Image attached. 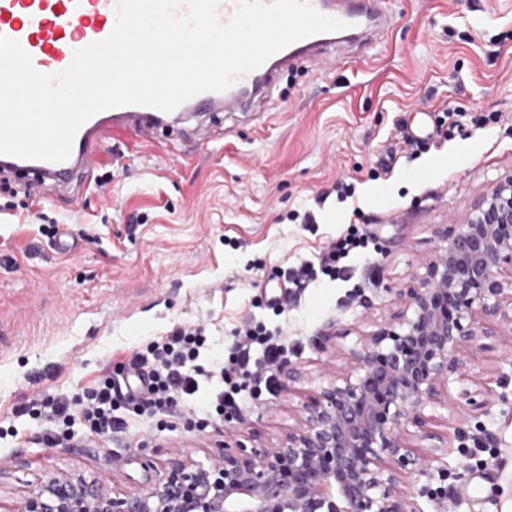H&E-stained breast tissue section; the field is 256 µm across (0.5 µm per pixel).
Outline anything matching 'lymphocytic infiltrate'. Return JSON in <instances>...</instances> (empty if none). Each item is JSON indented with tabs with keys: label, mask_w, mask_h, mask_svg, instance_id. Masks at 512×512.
I'll list each match as a JSON object with an SVG mask.
<instances>
[{
	"label": "lymphocytic infiltrate",
	"mask_w": 512,
	"mask_h": 512,
	"mask_svg": "<svg viewBox=\"0 0 512 512\" xmlns=\"http://www.w3.org/2000/svg\"><path fill=\"white\" fill-rule=\"evenodd\" d=\"M367 244L365 235L350 227L317 263L294 268L292 284L303 288L321 275L338 279L345 271L344 259ZM206 343L202 326L177 328L170 336L133 353L119 372L106 373L82 392H44L15 406L13 413L38 420L41 439L51 447L67 440L68 428L77 415L101 437L126 429L128 414L150 418L174 412L182 404L231 418L240 409L248 379L256 373H268L286 353L277 330L261 322L245 324L238 331L229 357L219 356L203 365L199 358Z\"/></svg>",
	"instance_id": "lymphocytic-infiltrate-1"
}]
</instances>
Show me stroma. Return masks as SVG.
Instances as JSON below:
<instances>
[{
  "mask_svg": "<svg viewBox=\"0 0 512 512\" xmlns=\"http://www.w3.org/2000/svg\"><path fill=\"white\" fill-rule=\"evenodd\" d=\"M394 24L383 47L344 44L336 65L303 60L279 79L267 122L238 112L223 130L177 160L174 134L106 141L104 187L70 196L33 185L36 204L0 190V506H17L36 478L81 473L116 492L162 474L170 457L205 459L224 439L222 420L194 412L157 425L133 418L103 439L75 422L67 442L45 447L39 425L12 414L39 391L73 393L173 328L204 324L210 351L231 350L250 319L281 325L288 358L302 372L290 391L250 385L238 418L255 443L271 445L294 424L305 395L344 349L372 330L398 292L416 287L435 255V225L466 216L512 170V0H387ZM467 113L446 139L410 150L403 135L435 131L440 107ZM392 171H384L388 153ZM340 179L355 193L338 201ZM57 224V236L40 233ZM369 238L348 273L292 293L287 267L316 262L348 225ZM279 295L283 312L268 302ZM327 337L317 348L315 337ZM469 374L424 411L450 472L444 500L421 512H512V339L464 352ZM496 380L488 416L462 390ZM462 438H455V429ZM469 465L457 495L455 472Z\"/></svg>",
  "mask_w": 512,
  "mask_h": 512,
  "instance_id": "35a3bbf8",
  "label": "stroma"
}]
</instances>
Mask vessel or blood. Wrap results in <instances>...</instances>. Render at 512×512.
I'll use <instances>...</instances> for the list:
<instances>
[{
  "instance_id": "obj_1",
  "label": "vessel or blood",
  "mask_w": 512,
  "mask_h": 512,
  "mask_svg": "<svg viewBox=\"0 0 512 512\" xmlns=\"http://www.w3.org/2000/svg\"><path fill=\"white\" fill-rule=\"evenodd\" d=\"M320 13L346 22V29L314 34L270 56L260 67L236 79L221 92L199 93L170 112L142 105L103 110L77 131L70 156L62 162L23 159L0 154V173L25 172L38 183L50 182L79 190L96 180L98 160L107 139L136 136L156 138L184 113H269L277 95L276 80L302 56L329 54L337 42L359 35L370 37L389 26L380 0H312ZM117 0H0V36L18 41L34 68L45 74L65 69L75 50L105 39L116 23Z\"/></svg>"
}]
</instances>
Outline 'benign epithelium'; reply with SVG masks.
<instances>
[{
  "mask_svg": "<svg viewBox=\"0 0 512 512\" xmlns=\"http://www.w3.org/2000/svg\"><path fill=\"white\" fill-rule=\"evenodd\" d=\"M434 235L418 286L347 349V368L305 396L274 445L246 446L241 424L226 419L230 442L204 462L172 458L165 474L123 495L95 477H45L17 512H421L415 498L443 497L427 482L446 468L410 446L408 427L436 438L423 410L465 378L461 352L512 334V172ZM278 371L284 390L301 376L288 359ZM422 478L417 490L409 483Z\"/></svg>",
  "mask_w": 512,
  "mask_h": 512,
  "instance_id": "1",
  "label": "benign epithelium"
}]
</instances>
